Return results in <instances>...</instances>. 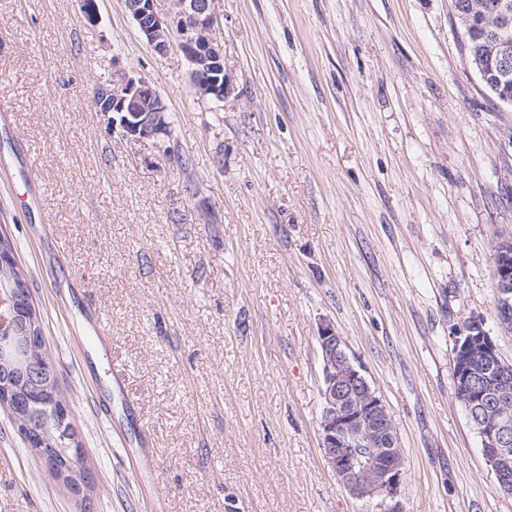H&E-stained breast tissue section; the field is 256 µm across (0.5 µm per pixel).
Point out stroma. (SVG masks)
I'll use <instances>...</instances> for the list:
<instances>
[{
	"label": "stroma",
	"mask_w": 512,
	"mask_h": 512,
	"mask_svg": "<svg viewBox=\"0 0 512 512\" xmlns=\"http://www.w3.org/2000/svg\"><path fill=\"white\" fill-rule=\"evenodd\" d=\"M451 0H219L220 109L124 0H0V233L94 477L61 489L0 409V512H377L320 449V323L383 397L405 512H512L453 391L498 323L512 108L462 59ZM144 76L188 168L108 131L96 86ZM111 350L82 361L85 301ZM125 372L124 386L110 379Z\"/></svg>",
	"instance_id": "35a3bbf8"
}]
</instances>
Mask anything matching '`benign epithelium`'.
<instances>
[{
  "label": "benign epithelium",
  "mask_w": 512,
  "mask_h": 512,
  "mask_svg": "<svg viewBox=\"0 0 512 512\" xmlns=\"http://www.w3.org/2000/svg\"><path fill=\"white\" fill-rule=\"evenodd\" d=\"M125 0L140 34L159 54L173 46L190 66L195 93L204 101L220 102L229 97L233 81L224 69V49L219 36L218 0ZM80 12L89 25L99 22L97 0H79ZM485 10L498 24L485 33L489 55L470 59L484 89L492 90L499 102L512 106V0H487ZM95 111L107 117V128L133 146L151 148L170 155L167 108L154 85L143 77L124 76L108 90L94 92ZM495 259L496 298L500 308H512V237L498 241ZM20 289L0 290V329L13 328L24 316L19 305ZM317 341L323 361L321 398V450L328 464L353 496L375 502L380 512H405L402 488L404 458L396 446L394 427L387 407L347 351V344L329 323L320 324ZM25 363L8 359L0 340V407L6 408L27 446L46 466L58 473V482L77 495L90 486L86 470L79 465L81 448L66 405L55 393L50 364L30 358L44 348L43 333L25 336ZM457 369L455 390L460 400L484 414L474 416L483 442V455L495 472L501 490L512 493V423L505 414L486 409V404L505 389L496 372L503 366L497 345L484 328V320H467L455 340ZM41 392L28 398L29 406L52 410L55 434L48 439L33 428L30 413L20 414L15 400L23 389Z\"/></svg>",
  "instance_id": "1"
}]
</instances>
